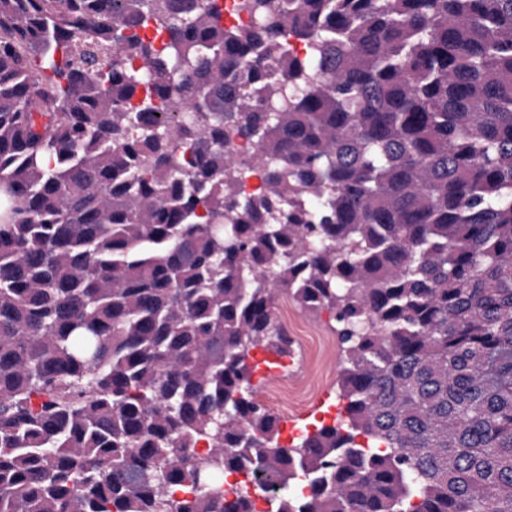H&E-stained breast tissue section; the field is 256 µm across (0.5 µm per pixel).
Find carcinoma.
Wrapping results in <instances>:
<instances>
[{
	"mask_svg": "<svg viewBox=\"0 0 512 512\" xmlns=\"http://www.w3.org/2000/svg\"><path fill=\"white\" fill-rule=\"evenodd\" d=\"M219 2L0 0V512H512V0ZM288 311V318L286 312ZM275 313L296 342V354L293 358L294 367L300 368L306 374L299 377H288L287 374L277 375L264 381L258 388L259 399L266 403L273 413L279 418L281 430V442L287 444L286 435L282 426L288 424L281 416L276 404L284 416H293L291 426L304 430L312 424H317L329 405H333L331 416H336L342 410V401L337 396L336 378L339 369V349L336 338L333 335L325 314L317 316L312 313L302 312L295 303L286 295H282L275 305ZM327 339L334 341L333 346L326 356L319 351L318 345ZM322 364L325 369L324 387L320 394L308 398L309 390L313 385L310 365ZM307 400V401H306ZM274 403V404H271ZM338 406V407H337ZM313 426V425H312Z\"/></svg>",
	"mask_w": 512,
	"mask_h": 512,
	"instance_id": "1",
	"label": "carcinoma"
}]
</instances>
